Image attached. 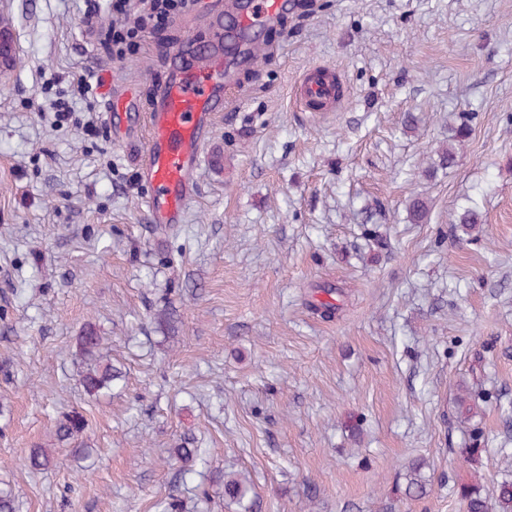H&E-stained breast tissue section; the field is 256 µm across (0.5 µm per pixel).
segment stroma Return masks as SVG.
Masks as SVG:
<instances>
[{"label": "stroma", "instance_id": "stroma-1", "mask_svg": "<svg viewBox=\"0 0 512 512\" xmlns=\"http://www.w3.org/2000/svg\"><path fill=\"white\" fill-rule=\"evenodd\" d=\"M227 3L198 0L177 45L207 44ZM289 3L164 231L143 218L138 145L76 82L109 63L145 110L172 58L107 60L83 0H11L0 19L16 41L0 81V486L17 512H156L170 495L235 512L229 471L249 474L253 512H464L457 482L512 480V0ZM317 65L343 81L335 111L296 104ZM464 114L472 131L438 167ZM470 199L482 222L460 239ZM326 288L330 319L313 309ZM89 322L125 374L97 397L78 381ZM476 380L491 398L470 467L455 394ZM73 409L86 459L55 435ZM186 443L205 451L189 480L170 457ZM38 448L48 468L27 467ZM416 459L418 501L403 494ZM426 467V462L416 460L405 466L404 479L406 481L404 494L408 497L423 498L428 493L427 480L422 476V469Z\"/></svg>", "mask_w": 512, "mask_h": 512}]
</instances>
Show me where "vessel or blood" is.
I'll list each match as a JSON object with an SVG mask.
<instances>
[{
    "instance_id": "obj_1",
    "label": "vessel or blood",
    "mask_w": 512,
    "mask_h": 512,
    "mask_svg": "<svg viewBox=\"0 0 512 512\" xmlns=\"http://www.w3.org/2000/svg\"><path fill=\"white\" fill-rule=\"evenodd\" d=\"M287 0H245L239 9V37L275 22ZM229 66L218 54L201 53L190 63L169 72L152 100L149 134L137 167L149 193L143 216L159 226L182 223L194 193L202 149L217 112L227 104ZM341 80L334 68L307 69L295 84L296 98L308 112H326L341 99Z\"/></svg>"
}]
</instances>
